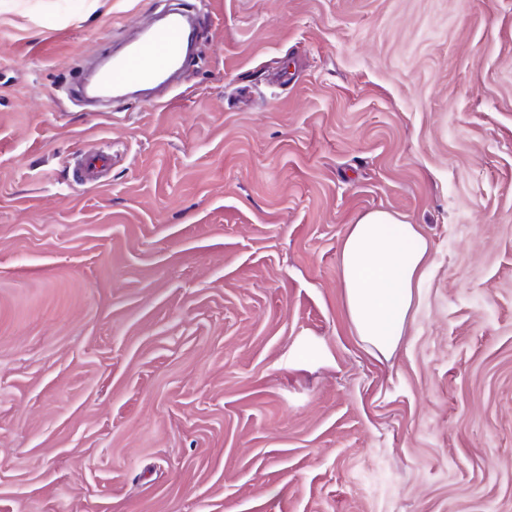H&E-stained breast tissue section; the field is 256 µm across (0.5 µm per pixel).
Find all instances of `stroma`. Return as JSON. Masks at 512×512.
<instances>
[{"mask_svg": "<svg viewBox=\"0 0 512 512\" xmlns=\"http://www.w3.org/2000/svg\"><path fill=\"white\" fill-rule=\"evenodd\" d=\"M190 2L153 106L64 88L167 0H0V512H512V0ZM372 210L429 243L388 361ZM112 164V156L108 153H89L85 154L81 166L77 172V177L86 184L101 183V175L104 168ZM429 247L416 225L375 210L350 224L340 253L348 316L360 340L389 360L428 267Z\"/></svg>", "mask_w": 512, "mask_h": 512, "instance_id": "stroma-1", "label": "stroma"}]
</instances>
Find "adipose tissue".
<instances>
[{
	"instance_id": "ef3b65f1",
	"label": "adipose tissue",
	"mask_w": 512,
	"mask_h": 512,
	"mask_svg": "<svg viewBox=\"0 0 512 512\" xmlns=\"http://www.w3.org/2000/svg\"><path fill=\"white\" fill-rule=\"evenodd\" d=\"M429 247L416 225L375 210L351 224L340 253L348 316L360 340L390 359L428 267Z\"/></svg>"
}]
</instances>
